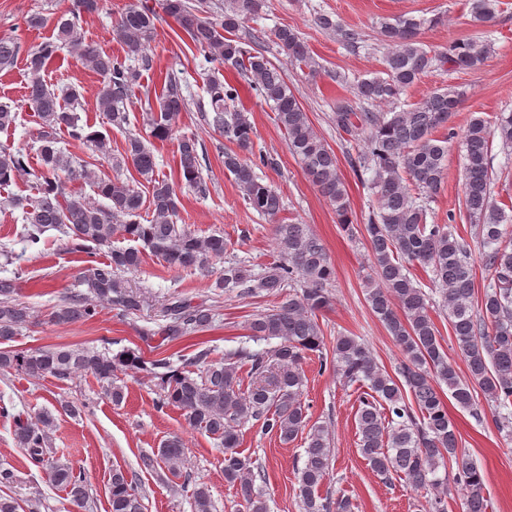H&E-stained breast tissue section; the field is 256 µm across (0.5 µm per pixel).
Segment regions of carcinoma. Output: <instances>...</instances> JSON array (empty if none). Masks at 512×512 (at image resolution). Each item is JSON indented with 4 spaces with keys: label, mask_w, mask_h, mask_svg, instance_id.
Returning <instances> with one entry per match:
<instances>
[{
    "label": "carcinoma",
    "mask_w": 512,
    "mask_h": 512,
    "mask_svg": "<svg viewBox=\"0 0 512 512\" xmlns=\"http://www.w3.org/2000/svg\"><path fill=\"white\" fill-rule=\"evenodd\" d=\"M473 19L492 22L499 0H468ZM264 0H227L224 16L211 20L199 15L186 0H136L116 19L114 36L124 55L104 53L96 43L84 38L79 22L99 13L101 0H72V7L52 19L42 12L25 18V24L40 30L53 23L54 39L30 52L26 65L32 74L26 86V100L36 113L41 131L31 165L30 152L0 145V187L21 176L33 177L34 197H13L9 205L21 211L25 224L23 240L40 251L49 231L67 237L72 249L87 254V265L79 272L77 287L61 296L51 313V321L68 324L93 318L102 305L126 318L141 312L147 304L144 292L124 278L141 267L144 251L160 257L170 268L205 271L224 259L226 242L221 233L198 236L177 223L179 197L175 182L157 175L151 147L138 136L125 140L123 151L112 153L109 135L81 122L77 113L81 91L73 85L56 86L40 77L47 63L63 48L101 77L96 108L118 128L130 123L126 104L132 99L141 71L152 67L148 53L156 22L164 14L173 19L205 60L218 61L250 79V86L275 113V121L285 131L289 152L295 156L308 180L335 208L338 222L346 229L352 224L349 195L338 171L335 151L314 130L307 112L288 85L285 71L261 51L242 47L236 31L242 20L256 16ZM438 22L436 18L404 15L380 22V35L390 50L384 58L381 76L356 84L353 98L336 101L332 122L345 141L362 146L349 157L351 167L368 184L376 197V211L368 216L364 237L370 246L371 270L366 279V301L383 323L402 354L397 376L383 370L368 345L355 336L338 335L332 346L333 372L343 383L370 390L360 400L355 417L359 450L369 467L384 476L395 475L414 490L433 489L438 496L431 512H445L448 474L466 492L467 512H486L484 474L469 453L459 446L456 429L448 418V408L437 384H445L457 405L479 417L475 400L480 389L485 400L496 408H512V248L502 245L512 216L493 201L489 144L498 138L512 148V112L500 113L494 126L477 117L465 134L464 203L478 222L483 259L492 271L493 282L483 296L475 293V273L470 245L456 238L448 225L427 223L428 202L438 196L444 183L448 140L436 136L448 123L459 103L458 93L436 91L408 109L376 112L379 103L397 101L429 70L448 64L456 71L480 67L491 53V43L472 37L452 42L443 51L427 49L419 40L421 28ZM315 24L336 33L350 47L363 41L361 32L345 28L328 14H320ZM279 52L290 60L318 73L316 62L303 37L288 26L273 31ZM20 45L0 38V70L16 65ZM207 94L215 131L236 149L224 151V169L243 199L260 216L273 222L272 231L280 260L260 273L237 262L224 267L216 287L226 292L241 288L247 294L266 292L278 298L277 305L255 315L248 323L250 337L277 340L261 351L241 347L212 363L210 350L201 349L180 364L170 358L147 359L133 349L110 356L88 347L56 345L19 350L11 342L30 323L31 311L18 299L20 273L0 278V373L23 372L30 377L52 376L72 380L91 375L105 388L113 404L124 399V385L118 374L140 373L154 382L159 398L156 408L181 411L185 423L218 441L224 449V481L237 489L246 512H269L267 500L256 481L264 471L240 449V427L254 422L275 433L283 444L305 435V459L297 471V496L303 512H352L349 498L322 495L334 454L327 427L310 424L309 406L303 401L304 360L322 355L324 331L318 314L331 306L329 285L335 277L326 247L306 224L277 221L284 210L282 196L258 175L257 170L272 165L268 156L254 152L253 126L243 108L235 106L238 88L211 75ZM189 110L180 80L171 75L147 102V125L151 137L167 141L181 112ZM68 137L111 162V177H101L67 148L58 136ZM178 181L199 193L207 186L202 176L205 153L194 135L177 138ZM132 167L138 179L122 178ZM82 180L93 194L76 195L70 184ZM147 186L143 196L141 186ZM129 242L113 247L114 240ZM108 246L106 259L99 260L97 248ZM429 269L439 286L444 309L457 346L467 366V377L459 376L448 361L439 331L430 315L429 297L413 277L409 266ZM164 324L159 329L141 330L144 339L156 335L169 343L210 328L214 309L193 304L173 295L161 306ZM249 367V387L242 388L240 371ZM410 398H405V395ZM54 418L42 413L36 421L15 418V440L27 460L46 467L49 481L63 489L77 512H88L90 495L84 473L59 459L48 462L52 447ZM140 468L166 469L168 482L185 487L186 454L180 437L164 440L152 454L140 458ZM194 512H212L209 486L193 485ZM111 512H144L143 494L137 475L121 467L112 468L109 485Z\"/></svg>",
    "instance_id": "1"
}]
</instances>
